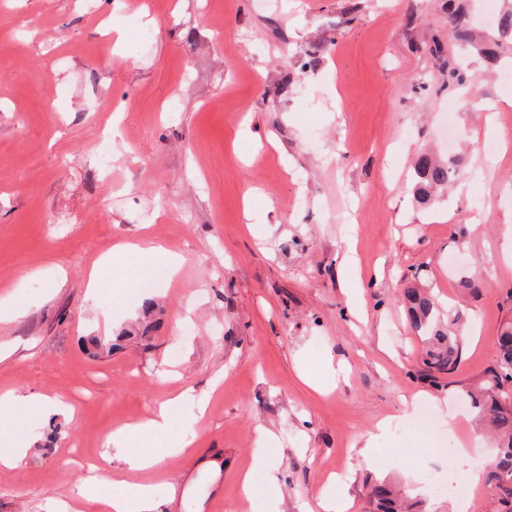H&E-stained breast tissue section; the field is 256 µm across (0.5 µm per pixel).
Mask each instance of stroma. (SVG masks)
<instances>
[{"instance_id":"35a3bbf8","label":"stroma","mask_w":512,"mask_h":512,"mask_svg":"<svg viewBox=\"0 0 512 512\" xmlns=\"http://www.w3.org/2000/svg\"><path fill=\"white\" fill-rule=\"evenodd\" d=\"M456 50L446 0H0V294L22 311L0 322V393L70 406L0 413L31 439L0 469V512H55L79 458L189 386L206 409L182 403L168 435L127 448L193 422L192 447L151 474L175 485L172 512H269L274 494L281 512L332 494L372 512L365 483L384 478L428 512H500L486 486L435 491L494 452L460 394L512 323V49L474 61L491 125L441 87ZM450 119L464 175L419 204L414 161L446 156ZM126 244L183 262L146 292L163 258L113 256L108 295L89 298L93 263ZM412 286L468 321L453 373L424 370Z\"/></svg>"}]
</instances>
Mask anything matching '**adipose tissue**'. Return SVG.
<instances>
[{"instance_id":"ef3b65f1","label":"adipose tissue","mask_w":512,"mask_h":512,"mask_svg":"<svg viewBox=\"0 0 512 512\" xmlns=\"http://www.w3.org/2000/svg\"><path fill=\"white\" fill-rule=\"evenodd\" d=\"M173 403L160 404L153 415L146 421L132 425L130 430H118L109 433L105 446L120 458L128 470L134 472H151L168 458L173 451H185L190 446L189 440L180 439L173 445L154 449L147 454L133 455L127 452L126 444L129 433H167L172 422ZM175 498L174 487L167 482H131L123 483L120 493L105 500L107 512H163L165 506L172 504Z\"/></svg>"}]
</instances>
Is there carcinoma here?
Masks as SVG:
<instances>
[{
	"mask_svg": "<svg viewBox=\"0 0 512 512\" xmlns=\"http://www.w3.org/2000/svg\"><path fill=\"white\" fill-rule=\"evenodd\" d=\"M454 22V40L463 47L473 45L476 34L471 23L469 5L465 0L451 4ZM512 45V0H505L504 10L496 23L493 47L485 51L493 60L496 49ZM444 83L455 91L468 86L473 74L463 58H450L443 62ZM462 166L455 159L446 162L421 156L415 164L413 187L417 201L425 204L430 192L448 188L459 179ZM403 301L406 303L414 329L425 336L422 364L427 371L454 372L461 361L464 336L460 313L448 322L437 315V303L426 289L410 288ZM496 363L467 387L464 397L476 427L488 431L497 442L495 458L484 471L485 482L498 496L499 502L512 512V326L504 328L497 336ZM370 504L374 512H420L421 503L407 502L399 491L387 482H373Z\"/></svg>",
	"mask_w": 512,
	"mask_h": 512,
	"instance_id": "1",
	"label": "carcinoma"
}]
</instances>
